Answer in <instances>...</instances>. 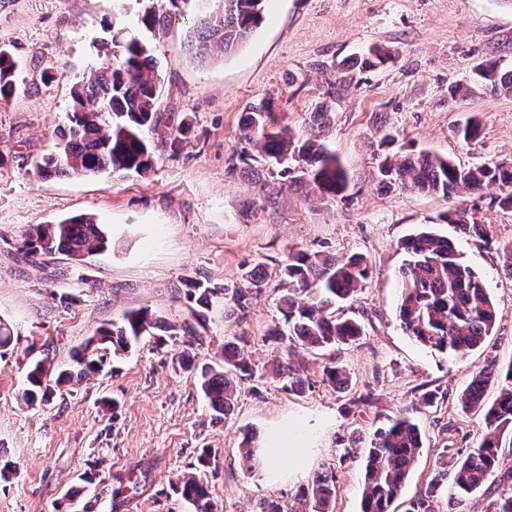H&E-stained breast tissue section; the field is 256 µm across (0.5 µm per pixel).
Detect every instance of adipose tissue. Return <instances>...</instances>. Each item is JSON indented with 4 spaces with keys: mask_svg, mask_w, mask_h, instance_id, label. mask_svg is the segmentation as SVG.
I'll use <instances>...</instances> for the list:
<instances>
[{
    "mask_svg": "<svg viewBox=\"0 0 512 512\" xmlns=\"http://www.w3.org/2000/svg\"><path fill=\"white\" fill-rule=\"evenodd\" d=\"M315 434L305 419L292 418L273 423L266 431L257 450L263 466V477L271 484L285 478L282 460H291L295 465L308 463L314 448Z\"/></svg>",
    "mask_w": 512,
    "mask_h": 512,
    "instance_id": "ef3b65f1",
    "label": "adipose tissue"
}]
</instances>
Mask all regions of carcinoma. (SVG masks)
I'll return each instance as SVG.
<instances>
[{
	"instance_id": "1",
	"label": "carcinoma",
	"mask_w": 512,
	"mask_h": 512,
	"mask_svg": "<svg viewBox=\"0 0 512 512\" xmlns=\"http://www.w3.org/2000/svg\"><path fill=\"white\" fill-rule=\"evenodd\" d=\"M216 10L206 13L193 25L191 46L205 59L215 49L234 51L263 20L266 0H217ZM109 38L100 44L105 66L71 86L72 100L67 124L58 129L54 149L36 165L44 177L53 175L88 176L103 172L148 175L152 168L149 135L162 125L160 94L162 77L152 50L124 19L122 0H112V17L107 23ZM392 55L375 47L363 52L355 65L361 72L372 69ZM477 76L490 83L500 94L512 93V69L501 70L495 61L481 63ZM18 62L0 49V102L13 97L19 88ZM328 112L310 114L311 134L307 138L279 126L267 105L248 109L241 126L244 146L233 151L227 170L234 173L238 165L259 163L268 158L282 166L277 172L288 185L309 187L319 202L344 197L349 177L336 154L322 141ZM190 124L181 121L166 134L171 152L180 150ZM480 121L473 118L455 129L465 144L479 138ZM378 184L383 189L409 187L422 192L449 196L460 191L476 193L494 185L500 204L512 208V163H484L472 167L455 164L450 158L426 151H411L397 160L385 159L378 169ZM447 220L479 239L487 237L481 224H471L466 213L457 211ZM106 236L93 217L82 214L56 224H40L27 241L30 254H64L75 260L104 248ZM406 254L401 268L400 313L402 330L424 347L441 354H459L479 346L495 328L494 303L484 283L465 263L446 239L424 230L405 240ZM284 285L279 298L282 322L275 323L272 335L288 341L285 355L276 361L274 371L290 392L299 393L304 381L291 361L292 350L301 344L321 351L354 342L362 334L358 322L336 317L331 308L354 298L370 277L365 257L353 255L338 260L321 252H296L288 262L271 273L259 263L243 275L244 287L219 289L210 281L192 280L186 284V298L195 307L185 315L159 316L147 308L125 313L122 321L96 331L100 344L89 339L83 350L72 357L73 365L51 374L46 361H37L26 374L21 397L27 404L47 403L53 391L101 370L102 352H125L141 336H169L184 345L180 364L193 368L191 347L206 329V310L219 294L229 297L227 311L243 321L249 301L262 293L272 276ZM327 380L340 389L348 387V377L339 364L331 360L324 366ZM504 377L499 399L485 412V431L478 447L458 458L445 448L439 468L431 482L412 503L409 512H434L433 500L441 487L451 486L454 493L470 494L482 487L496 472L501 460L512 455V364L500 369L488 360L475 373L461 395L460 405L468 412L482 407L486 383ZM256 377V369L242 353L239 343L224 342L222 361L201 369L199 384L216 418H225L233 407L237 379ZM422 448V435L408 416L376 431L365 460L362 512H390L414 461ZM335 476L324 471L311 486L301 490L292 503L270 500L260 502L256 512H327ZM177 491L196 512H213L203 481L194 475L184 476ZM486 512H512V482L499 488L488 503Z\"/></svg>"
}]
</instances>
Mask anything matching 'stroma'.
<instances>
[{
    "label": "stroma",
    "mask_w": 512,
    "mask_h": 512,
    "mask_svg": "<svg viewBox=\"0 0 512 512\" xmlns=\"http://www.w3.org/2000/svg\"><path fill=\"white\" fill-rule=\"evenodd\" d=\"M162 66L161 109L168 125L188 121L192 140L172 153L155 139L146 176L41 178L35 165L54 144L70 88L104 59L111 0H0V48L20 63L23 84L0 104V321L11 342L0 348V512H195L177 494L183 475L208 487L218 512H250L257 501H291L321 472L336 475L330 512H359L365 450L392 418L411 415L423 447L392 504L409 512L434 477L443 449L469 451L484 430L482 412H462L460 395L486 360L512 363V275L501 248L512 243V208L494 187L449 197L411 189L383 190L385 156L430 151L464 165L512 163V95L474 78L477 64L512 67V0H267L264 20L237 50L200 61L190 47L194 18L206 0H126ZM152 9L165 23L141 27ZM372 46L392 61L363 73L338 64ZM464 84L469 92L450 97ZM270 104L279 125L300 135L309 116L327 110L324 138L349 174L347 197L320 203L300 186H282L263 165L228 175L249 106ZM481 134L464 144L454 134L465 119ZM396 133L382 144L385 130ZM465 211L487 240L465 235L446 215ZM95 215L107 235L103 250L74 261L26 252L34 225L75 214ZM431 230L448 237L482 278L497 311L494 333L462 356L421 346L399 326L401 242ZM323 252L367 258L366 288L340 314L361 322L357 344L335 355L295 348L305 389L278 379L244 381L232 412L216 420L194 373L178 365L179 342L143 336L110 366L63 388L50 404L25 405L19 394L31 362L67 365L98 328L142 307L171 316L187 309L185 282L207 278L236 288L257 263L276 267L289 254ZM279 281L250 302L245 321L224 315L216 297L198 363L219 362L225 340L244 337L251 363L266 367L283 354L270 329L279 316ZM347 371L348 390L323 378L328 359ZM432 405H422L426 392ZM294 416L316 430L305 470L268 484L256 457L264 429ZM212 452L201 466L203 449Z\"/></svg>",
    "instance_id": "35a3bbf8"
}]
</instances>
